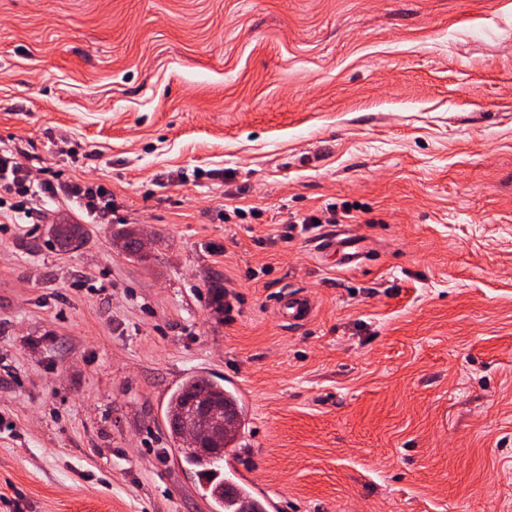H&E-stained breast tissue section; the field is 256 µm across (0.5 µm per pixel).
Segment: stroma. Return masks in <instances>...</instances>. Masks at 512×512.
<instances>
[{
    "label": "stroma",
    "instance_id": "obj_1",
    "mask_svg": "<svg viewBox=\"0 0 512 512\" xmlns=\"http://www.w3.org/2000/svg\"><path fill=\"white\" fill-rule=\"evenodd\" d=\"M1 150L115 217L61 252L73 205L0 206V512H214L165 421L197 372L290 512H512V0H0ZM85 224L60 223L51 224L50 237L53 245L64 252L76 251L87 240ZM318 248L338 253L344 267L356 266L364 257V250L358 243L338 232L320 240ZM277 313L283 322L288 326L304 325L307 322L312 302L310 297L303 291H284L276 299Z\"/></svg>",
    "mask_w": 512,
    "mask_h": 512
}]
</instances>
